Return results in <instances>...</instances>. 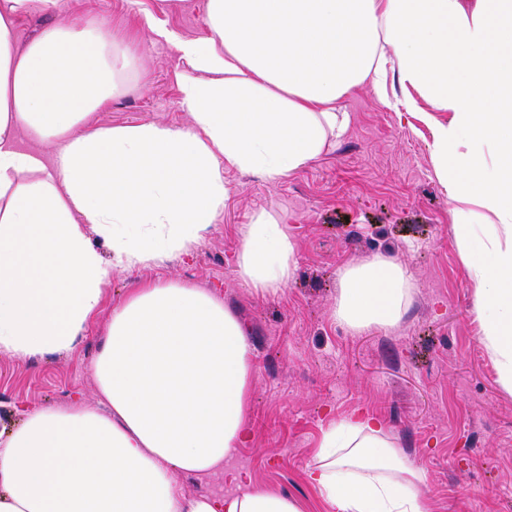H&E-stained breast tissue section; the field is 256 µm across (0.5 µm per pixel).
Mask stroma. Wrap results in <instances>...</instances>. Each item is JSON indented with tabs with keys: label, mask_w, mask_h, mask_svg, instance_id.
<instances>
[{
	"label": "stroma",
	"mask_w": 512,
	"mask_h": 512,
	"mask_svg": "<svg viewBox=\"0 0 512 512\" xmlns=\"http://www.w3.org/2000/svg\"><path fill=\"white\" fill-rule=\"evenodd\" d=\"M206 0L160 13L156 0H57L55 12L24 16L18 40L64 18L133 39L126 91L84 120L85 128L161 123L188 128L167 44L138 36L140 13L186 38L209 36ZM347 136L316 160L271 183L226 170L224 207L186 256L113 273L102 305L77 348L63 355L0 353V431L24 410L93 403L92 365L112 311L147 281H177L223 298L246 327L252 348L251 438L224 473L182 476L184 492L235 494L267 487L298 498L305 512H327L307 480L322 433L355 410L383 425L425 476L436 512H512V395L497 382L471 315L473 287L459 257L452 201L430 156L435 122L449 113L418 100L393 110L369 86L338 102ZM275 215L295 242L296 271L277 295L247 288L238 275L239 229ZM376 254L405 266L411 303L391 329L354 332L335 321L337 274Z\"/></svg>",
	"instance_id": "obj_1"
}]
</instances>
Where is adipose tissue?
Segmentation results:
<instances>
[{"instance_id":"obj_1","label":"adipose tissue","mask_w":512,"mask_h":512,"mask_svg":"<svg viewBox=\"0 0 512 512\" xmlns=\"http://www.w3.org/2000/svg\"><path fill=\"white\" fill-rule=\"evenodd\" d=\"M55 3L0 0V353L73 350L114 270L198 245L224 206L225 169L287 177L345 136L343 95L367 84L384 102L394 82L402 107L413 89L450 115L430 154L481 344L512 394V0H207L210 36L175 42L192 127L91 131L86 116L122 92L134 56L64 19L18 45L21 17ZM24 131L34 148L20 149ZM240 234V279L277 294L294 241L266 212ZM409 288L396 259L348 265L333 316L356 332L392 327ZM93 371L97 405L46 406L0 437V512H305L281 492L189 495L177 482L223 472L249 435L252 350L223 299L143 284L113 310ZM308 479L329 512H433L422 472L361 414L324 431Z\"/></svg>"}]
</instances>
